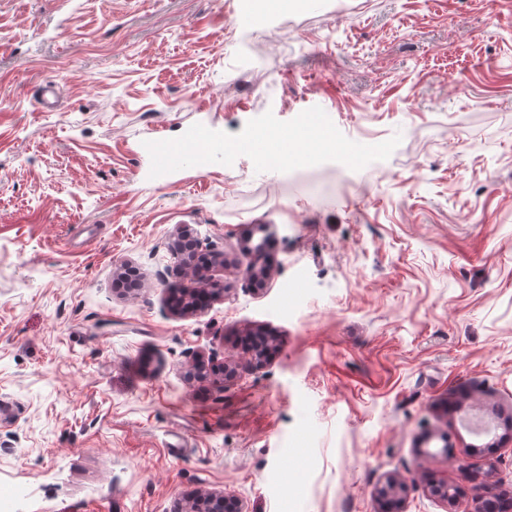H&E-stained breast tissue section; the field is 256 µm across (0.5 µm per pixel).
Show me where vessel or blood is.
<instances>
[{"mask_svg": "<svg viewBox=\"0 0 512 512\" xmlns=\"http://www.w3.org/2000/svg\"><path fill=\"white\" fill-rule=\"evenodd\" d=\"M292 6L293 0H242L237 23L250 27L268 15L287 13ZM250 144L257 156L271 155L285 160L292 155L293 134L260 123L252 130ZM234 153V147L225 144L219 129L197 121L181 126L175 139L143 142L141 154L145 164L141 174L148 181L163 183L182 171L201 174L223 166Z\"/></svg>", "mask_w": 512, "mask_h": 512, "instance_id": "obj_1", "label": "vessel or blood"}]
</instances>
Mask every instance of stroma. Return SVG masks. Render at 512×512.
Wrapping results in <instances>:
<instances>
[{
	"mask_svg": "<svg viewBox=\"0 0 512 512\" xmlns=\"http://www.w3.org/2000/svg\"><path fill=\"white\" fill-rule=\"evenodd\" d=\"M239 3L0 0V498L379 512L396 476L403 512H473L512 488V0H320L253 29ZM314 98L313 137L363 163L137 174L145 139L235 143ZM184 226L218 255L188 314ZM198 356L233 377H190ZM180 240L177 244L172 247V250L170 252L171 258L173 260L174 267L177 270L180 271H188L193 274L197 282L199 283V288L195 292L189 294L191 298H195L200 292L202 293V301H206L208 297L207 290L214 286L210 280V277L208 276L209 267L208 268H192L189 266L185 259V253L183 252V248L181 247V243L189 241L190 247L192 249H199L201 248L200 242L195 239L191 238L190 235L187 232H182L179 235ZM204 292V293H203ZM186 512H242L241 505L224 497V494L209 493L192 498L185 506Z\"/></svg>",
	"mask_w": 512,
	"mask_h": 512,
	"instance_id": "obj_1",
	"label": "stroma"
}]
</instances>
